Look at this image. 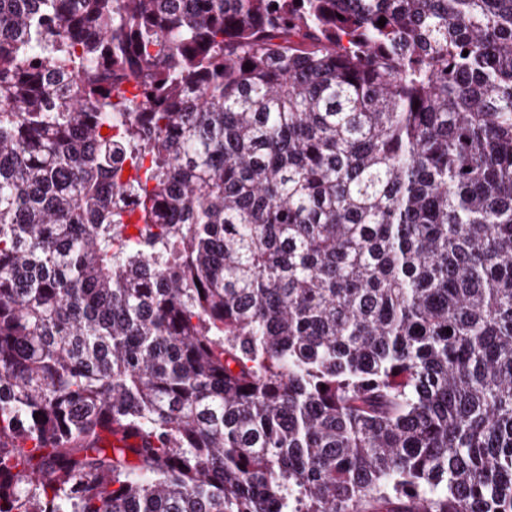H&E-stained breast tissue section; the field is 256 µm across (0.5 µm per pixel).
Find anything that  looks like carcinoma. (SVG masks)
<instances>
[{"label": "carcinoma", "instance_id": "carcinoma-1", "mask_svg": "<svg viewBox=\"0 0 512 512\" xmlns=\"http://www.w3.org/2000/svg\"><path fill=\"white\" fill-rule=\"evenodd\" d=\"M0 512H512V0H0Z\"/></svg>", "mask_w": 512, "mask_h": 512}]
</instances>
